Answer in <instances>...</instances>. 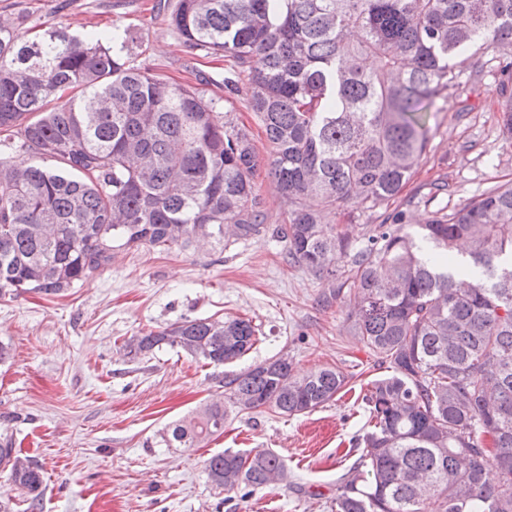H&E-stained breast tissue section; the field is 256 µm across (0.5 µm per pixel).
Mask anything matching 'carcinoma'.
<instances>
[{
	"instance_id": "carcinoma-1",
	"label": "carcinoma",
	"mask_w": 512,
	"mask_h": 512,
	"mask_svg": "<svg viewBox=\"0 0 512 512\" xmlns=\"http://www.w3.org/2000/svg\"><path fill=\"white\" fill-rule=\"evenodd\" d=\"M170 25L246 79L288 205L273 234L288 262L349 289L347 320L389 374L364 396L370 429L331 512H512V184L405 230V214L354 250L322 223L398 195L428 144L435 99L484 47H512V0H177ZM106 31L48 26L32 40L0 25V298L57 294L118 248L188 249L260 232L250 134L198 92L144 71ZM72 90L75 95L65 99ZM512 136V89L501 86ZM58 104L49 106L53 100ZM21 150L60 163L18 166ZM248 319L198 318L124 342L231 365L259 341ZM339 366L308 374L279 354L224 373L225 401L160 434L195 448L228 408L291 417L332 401ZM0 467L31 503L41 467L0 441ZM226 499L288 480L270 449L226 450L205 466Z\"/></svg>"
}]
</instances>
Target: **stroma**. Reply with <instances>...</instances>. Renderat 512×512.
Instances as JSON below:
<instances>
[{
    "instance_id": "obj_1",
    "label": "stroma",
    "mask_w": 512,
    "mask_h": 512,
    "mask_svg": "<svg viewBox=\"0 0 512 512\" xmlns=\"http://www.w3.org/2000/svg\"><path fill=\"white\" fill-rule=\"evenodd\" d=\"M176 0H0V21L34 37L50 24L73 32L108 31L127 40L140 68L196 88L223 103L226 60L188 48L169 24ZM502 57L469 60L454 88L438 97L429 144L403 191L379 207L325 216L366 242L389 214L403 210L407 230L435 212L450 213L512 181V137L502 126ZM233 118L258 156L255 188L264 199L258 234L222 247L120 249L92 277L59 295L22 292L0 299V439L42 467L46 491L36 512H330L336 484L355 459L367 427L363 396L384 369L348 328V300L323 305L325 280L290 264L272 234L288 206L271 174L273 148L247 92ZM244 317L261 335L239 368L279 353L306 373L337 365L346 391L296 417L233 413L224 432L196 448H167L159 434L202 403L220 400L218 367L170 348L135 360L125 340L195 318ZM269 448L285 460L287 483L225 500L205 463L224 449Z\"/></svg>"
}]
</instances>
